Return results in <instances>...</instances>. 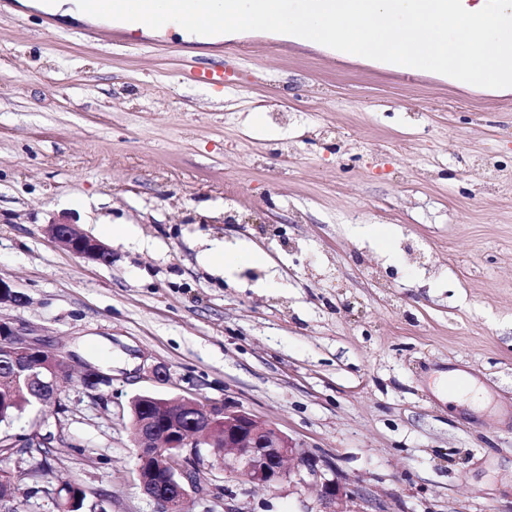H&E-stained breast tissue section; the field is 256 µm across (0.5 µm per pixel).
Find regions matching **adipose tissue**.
I'll return each instance as SVG.
<instances>
[{
  "mask_svg": "<svg viewBox=\"0 0 512 512\" xmlns=\"http://www.w3.org/2000/svg\"><path fill=\"white\" fill-rule=\"evenodd\" d=\"M222 35L264 28L339 55L381 60L401 72L437 71L465 87L512 91V0H209ZM59 24L112 25L115 13L86 0H18Z\"/></svg>",
  "mask_w": 512,
  "mask_h": 512,
  "instance_id": "obj_1",
  "label": "adipose tissue"
}]
</instances>
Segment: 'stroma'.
Returning a JSON list of instances; mask_svg holds the SVG:
<instances>
[{
    "instance_id": "35a3bbf8",
    "label": "stroma",
    "mask_w": 512,
    "mask_h": 512,
    "mask_svg": "<svg viewBox=\"0 0 512 512\" xmlns=\"http://www.w3.org/2000/svg\"><path fill=\"white\" fill-rule=\"evenodd\" d=\"M55 220L111 262L59 247ZM220 244L267 260L224 272ZM0 278L23 299L0 319L64 360L62 408L20 421L56 441L13 512H56L64 481L99 512H157L142 391L276 425L331 463L343 512H512V94L260 30L211 56L2 10ZM451 371L480 411L449 401ZM203 477L194 512H224L223 484L239 512L321 507L311 480L256 487L211 456Z\"/></svg>"
}]
</instances>
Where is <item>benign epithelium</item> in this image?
<instances>
[{
  "label": "benign epithelium",
  "instance_id": "benign-epithelium-1",
  "mask_svg": "<svg viewBox=\"0 0 512 512\" xmlns=\"http://www.w3.org/2000/svg\"><path fill=\"white\" fill-rule=\"evenodd\" d=\"M71 225L53 222L48 233L74 256L100 263L112 262V251L99 240L82 234H70ZM8 363L17 378H27L38 369L51 383L63 365L61 357L40 340L24 333L11 323L0 320V365ZM170 429L157 440L150 434L135 435L138 448L136 477L143 494L161 507V512H193L192 494L200 491L199 474L203 459L202 445L214 449L222 460L224 477L270 487L295 475L322 478L319 500L325 505L349 497L336 479L323 477L324 461L306 451L272 424L259 421L242 409L209 406L198 417L201 432L186 436L176 420L168 417ZM32 459L31 469L38 471L45 460L36 459L39 449L48 447L47 438L37 432L16 444ZM86 492L76 483H64L56 493L58 512H86Z\"/></svg>",
  "mask_w": 512,
  "mask_h": 512
}]
</instances>
